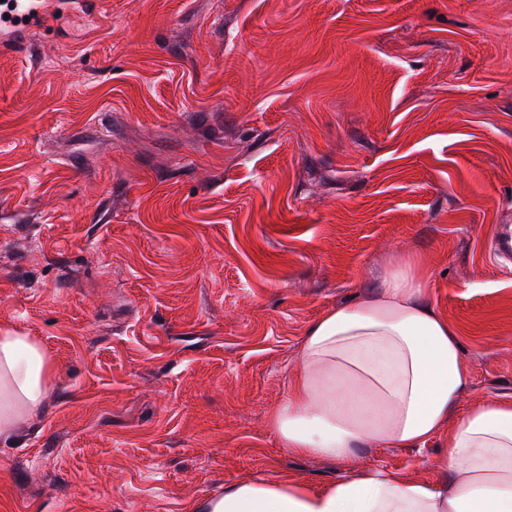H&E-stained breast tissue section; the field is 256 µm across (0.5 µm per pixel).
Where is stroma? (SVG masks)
<instances>
[{"mask_svg":"<svg viewBox=\"0 0 512 512\" xmlns=\"http://www.w3.org/2000/svg\"><path fill=\"white\" fill-rule=\"evenodd\" d=\"M512 0H105L0 52V329L54 362L0 437V512H197L255 478H433L268 423L327 310L399 258L512 402Z\"/></svg>","mask_w":512,"mask_h":512,"instance_id":"stroma-1","label":"stroma"}]
</instances>
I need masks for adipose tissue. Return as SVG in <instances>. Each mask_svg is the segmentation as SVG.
Returning <instances> with one entry per match:
<instances>
[{"label": "adipose tissue", "instance_id": "adipose-tissue-1", "mask_svg": "<svg viewBox=\"0 0 512 512\" xmlns=\"http://www.w3.org/2000/svg\"><path fill=\"white\" fill-rule=\"evenodd\" d=\"M53 374L34 337L0 329V435L43 409ZM469 380L460 338L434 308L426 273L400 258L373 293L309 326L269 423L285 448L330 460L374 446L420 448L442 434L437 479L407 482L383 466L319 490L251 479L198 512H512V403L471 410L444 429Z\"/></svg>", "mask_w": 512, "mask_h": 512}]
</instances>
